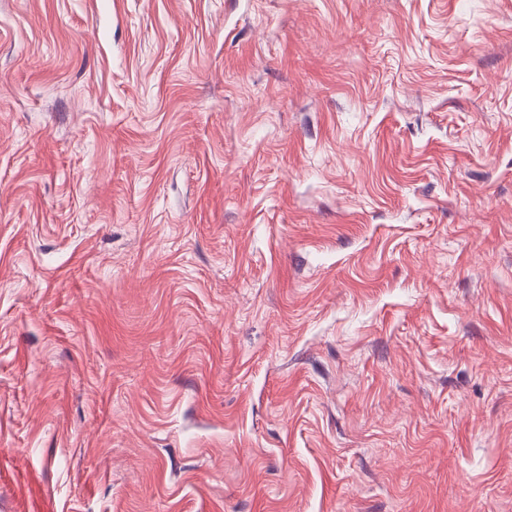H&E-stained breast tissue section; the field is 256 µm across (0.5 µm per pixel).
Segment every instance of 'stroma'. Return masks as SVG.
Segmentation results:
<instances>
[{"instance_id": "stroma-1", "label": "stroma", "mask_w": 512, "mask_h": 512, "mask_svg": "<svg viewBox=\"0 0 512 512\" xmlns=\"http://www.w3.org/2000/svg\"><path fill=\"white\" fill-rule=\"evenodd\" d=\"M0 512H512V0H0Z\"/></svg>"}]
</instances>
